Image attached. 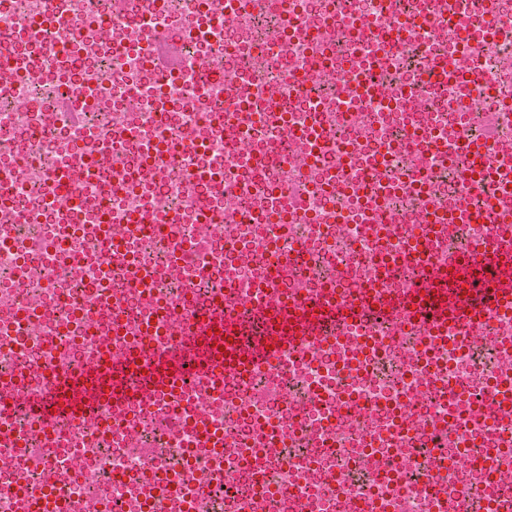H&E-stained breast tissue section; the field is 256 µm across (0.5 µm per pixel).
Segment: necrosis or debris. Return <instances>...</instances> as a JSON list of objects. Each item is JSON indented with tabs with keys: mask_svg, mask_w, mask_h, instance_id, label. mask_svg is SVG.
Listing matches in <instances>:
<instances>
[{
	"mask_svg": "<svg viewBox=\"0 0 512 512\" xmlns=\"http://www.w3.org/2000/svg\"><path fill=\"white\" fill-rule=\"evenodd\" d=\"M286 8L284 17L266 8L241 16L229 0H215L208 12L200 0H122L118 9L112 0H69L67 23L47 27L42 0H0V30L14 35L0 89V170L10 176L0 186V315L16 306L35 312L20 339L0 338V378L19 376L34 398L46 389L45 373L91 371L100 351L88 331L104 322L97 300L106 295L129 325L112 362L138 394L119 406L98 390L84 418L57 421L54 450L67 493L92 512H124L136 499L165 512L144 477L181 468L209 512H227L230 497L251 492L253 473L202 437L250 444L264 419L285 446L259 456L273 487L263 512H340L355 495L385 512L393 505L429 512V486L494 512L512 497V484L489 480L512 461V417L491 418L483 428L475 417L498 382L512 380L501 356L512 309L449 326L433 344L415 324L382 315L349 331L340 349L308 339L243 376L217 368L223 381L212 392L199 391L189 375L169 403L184 414V428L171 434L156 425L143 369L158 357L181 362L192 349L191 331L223 288L231 290L225 313L250 318L258 286L242 256L253 247H265L269 264L290 261L280 297L296 303L332 288L351 307L376 268L389 269L384 294L394 300L403 280L426 270L446 275L452 303L481 281V266L460 271L456 261L472 255L488 227L462 223L458 210L464 202L493 208L496 191L485 175H467L454 155L441 154L437 141L454 132L492 151L512 142V0H470L467 42L428 0H287ZM392 18L410 26L393 50L396 67L366 94L340 93L354 73L368 72L373 27ZM37 25L34 40L29 32ZM160 35L182 44L181 75L159 77L138 49ZM434 54L476 57L484 85L468 91L460 79L429 81L425 61ZM305 71L307 84L296 86ZM246 72L261 75V95L247 103V134L231 149L214 117L244 104L236 81ZM86 84L98 85L100 95L75 126L54 104ZM154 93L167 104L161 122L148 102ZM267 96L278 101L280 124L262 117ZM315 107L327 138L311 161L293 133L309 124ZM91 132L106 148L94 159L95 178L76 180L80 210L66 199L47 206L43 178L77 165ZM361 132L366 139L347 170L349 186L322 189ZM120 172L127 186L116 195ZM372 176L390 189L370 203L362 180ZM247 184L280 194V212L264 215L261 195L239 193ZM204 198L207 223L197 219ZM432 201L451 226L447 246L437 250L425 243ZM134 215L145 224L125 239L122 262L104 272L109 255L96 225L107 219L118 227ZM203 237L211 249L197 256L202 274L188 288L170 271L168 246ZM136 265L160 272L149 292L136 291L128 277ZM334 401L347 412L330 451L318 445L320 407ZM444 421L454 432L440 448L431 427ZM391 430L398 447H370L369 437ZM147 448L157 456L145 457ZM218 468L220 484L210 479Z\"/></svg>",
	"mask_w": 512,
	"mask_h": 512,
	"instance_id": "4bbe7bcc",
	"label": "necrosis or debris"
}]
</instances>
